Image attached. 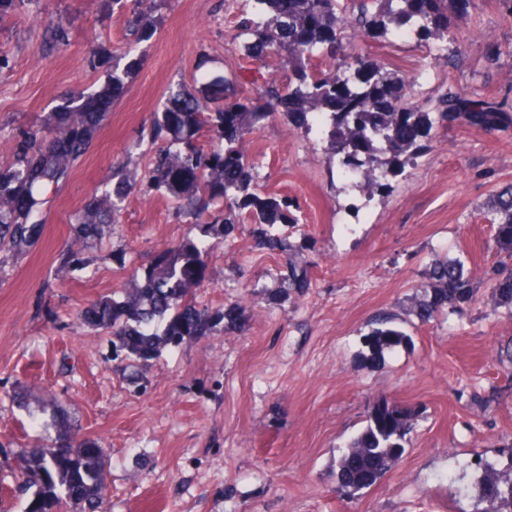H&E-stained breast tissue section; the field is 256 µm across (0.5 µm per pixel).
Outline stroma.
Wrapping results in <instances>:
<instances>
[{
	"instance_id": "stroma-1",
	"label": "stroma",
	"mask_w": 512,
	"mask_h": 512,
	"mask_svg": "<svg viewBox=\"0 0 512 512\" xmlns=\"http://www.w3.org/2000/svg\"><path fill=\"white\" fill-rule=\"evenodd\" d=\"M65 25L67 45L42 49L46 22ZM123 10L112 0H27L0 21V162L14 128L43 119L69 90L99 85L87 45L122 56ZM224 0H167L125 96L72 178L47 205L41 241L0 285V512H24L15 458L49 435L31 413L58 404L79 437L110 453L106 512H476V457L498 458L512 443V314L494 307L486 271L493 258L485 202L512 184V18L501 0H469L455 39L371 38L346 29L347 51L388 63L410 100L432 110L443 98L480 96L504 119L494 128L433 127L415 164L364 200L339 176L317 134L284 116L265 122L244 147L261 168L262 192L300 203L298 226L281 227L290 258L258 246L246 215L208 260L196 293L213 310L240 303L236 328L165 348L151 361L146 393L131 392L108 335L77 312L128 281L121 260L148 264L185 237L166 196L140 192L124 203L112 257L55 280L83 200L104 186L130 142L149 127L169 84L203 101L256 94L285 81L277 60L258 66L233 37ZM465 263L478 284L462 313L428 323L412 313L433 260ZM306 271V294L285 292L289 266ZM389 310L406 345L384 362L362 361L370 319ZM381 400L419 409L395 470L355 498L330 475L339 447Z\"/></svg>"
}]
</instances>
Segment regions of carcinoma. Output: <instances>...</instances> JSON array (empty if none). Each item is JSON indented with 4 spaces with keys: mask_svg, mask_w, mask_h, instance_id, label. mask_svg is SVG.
Instances as JSON below:
<instances>
[{
    "mask_svg": "<svg viewBox=\"0 0 512 512\" xmlns=\"http://www.w3.org/2000/svg\"><path fill=\"white\" fill-rule=\"evenodd\" d=\"M237 5L234 38L254 59L277 58L288 68L284 83H265L256 97L211 105L178 83L168 87L161 111L148 133V165L112 172V183L81 205L73 224V240L59 253L55 275L65 278L88 268L119 222L121 204L144 189L176 203V217L195 234L167 245L146 266L135 269L122 294L101 295L79 311L84 325L112 336L115 357L131 369L129 381L143 392L145 370L163 348L187 337L204 336L216 324L237 326L242 307L233 304L212 312L193 301L207 278L209 255L224 244L237 210L248 213L263 244L290 253L277 229L293 224L295 202L287 196L262 194L257 188L260 164L243 149L264 122L281 114L297 129L320 134L325 150L345 166L362 168L353 186L368 194L404 170L423 150L420 139L433 122L464 120L490 127L498 113L482 99H451L437 107V119L406 97V83L381 61L344 53L338 32H373L397 38L406 32L423 41L432 35L455 37L461 11L456 0H232ZM165 0H113L126 10L128 52L157 29ZM140 64L130 57L112 63L104 85L67 93L41 123L20 127L12 135L10 159L0 163V283L7 267L18 262L43 236L40 217L48 195L70 179L77 163L102 131L112 105L127 91ZM208 134L209 146L200 143ZM486 209L494 224L495 261L488 272L490 297L512 315V186L494 194ZM288 288L302 294L311 282L289 265ZM423 292L413 304L421 322L461 311L474 297V283L460 261L444 258L426 272ZM396 315L381 313L364 337L362 360L378 364L402 345L406 334L395 327ZM417 412L409 406L381 401L372 407L365 426L340 451L332 465L336 492L358 496L383 479L405 452ZM57 436L47 446L22 456L18 491L29 496L26 512H100L109 460L92 438H78L63 407H58ZM473 487L484 508L478 512H512V448L509 460L478 458Z\"/></svg>",
    "mask_w": 512,
    "mask_h": 512,
    "instance_id": "carcinoma-1",
    "label": "carcinoma"
}]
</instances>
